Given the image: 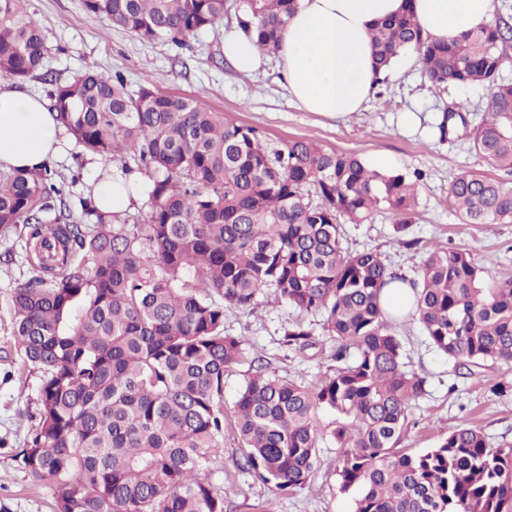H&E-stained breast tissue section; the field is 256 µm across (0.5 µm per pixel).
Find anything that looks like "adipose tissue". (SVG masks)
Returning <instances> with one entry per match:
<instances>
[{
  "mask_svg": "<svg viewBox=\"0 0 512 512\" xmlns=\"http://www.w3.org/2000/svg\"><path fill=\"white\" fill-rule=\"evenodd\" d=\"M412 9L424 36L448 41L492 22V0H297L277 50L290 97L304 110L340 120L375 95L370 32L375 24ZM224 58L237 72L262 69L266 52L241 32L224 36ZM62 127L48 101L14 83L0 81V170L31 172L50 162ZM140 174L104 175L92 189L98 207L124 213L147 194Z\"/></svg>",
  "mask_w": 512,
  "mask_h": 512,
  "instance_id": "adipose-tissue-1",
  "label": "adipose tissue"
}]
</instances>
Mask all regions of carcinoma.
Here are the masks:
<instances>
[{"mask_svg": "<svg viewBox=\"0 0 512 512\" xmlns=\"http://www.w3.org/2000/svg\"><path fill=\"white\" fill-rule=\"evenodd\" d=\"M296 0H83L84 9L144 42L181 46L230 10L264 51L278 46ZM25 0H0V76L43 69L46 35ZM512 25L499 18L460 39L423 36L414 13L371 32L376 68L408 50L436 84L486 87L485 117L448 111L440 138L462 133L492 165L512 172V81L501 76ZM65 131L105 158L129 155L150 177L148 215L129 224L88 197L74 219L49 167L0 171V235L32 276L14 282L11 335L41 373L38 421L15 454L55 487L53 512H224L233 491L206 473L224 459V375L246 359L224 315L267 289L275 303L318 316L345 365L308 388L252 367L235 402L236 466L280 495L305 488L321 465L316 414L341 417L336 474L357 490L353 512H512V446L491 448L460 425L436 447L408 454L412 401L426 378L407 370L381 292L409 284L410 314L458 367L512 364V267L435 249L417 276L371 249L348 252L340 224L381 211L405 232L422 173L380 172L309 141L276 148L201 102L128 88L120 74L53 82ZM448 198L467 224H511L512 185L480 173L453 178ZM92 260L91 269L83 261ZM296 351L313 330L285 333Z\"/></svg>", "mask_w": 512, "mask_h": 512, "instance_id": "obj_1", "label": "carcinoma"}]
</instances>
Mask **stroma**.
<instances>
[{
	"instance_id": "1",
	"label": "stroma",
	"mask_w": 512,
	"mask_h": 512,
	"mask_svg": "<svg viewBox=\"0 0 512 512\" xmlns=\"http://www.w3.org/2000/svg\"><path fill=\"white\" fill-rule=\"evenodd\" d=\"M26 7L43 27L48 46L43 73L24 83L28 91L47 94L52 81L70 80L89 70L119 73L134 89L149 82L162 93L195 98L227 119L256 128L273 147L311 140L330 152L357 154L369 164L387 160L392 171L422 172L409 232L419 241L416 248L401 246L395 218L381 212L367 224H343L344 249L379 251L393 271L409 278L415 277L421 259L437 247L466 250L492 268L512 266V223H464L448 201V185L460 173L479 172L504 181L512 179V174L494 168L465 138L440 140L434 127L451 107L459 109L469 124H477L488 103L483 88H442L430 82L418 62L399 63L362 111L330 120L302 110L289 98L277 58H270L265 70L254 76L237 73L225 61L224 35L237 28L234 14H226L216 27L198 32L178 47L143 42L88 13L82 0H26ZM409 111L420 113L419 128L403 124L402 116ZM129 162L126 156L102 160L65 136L51 166L64 199L75 207L91 192L99 171ZM26 271L19 254L9 253L0 243V512H50L54 498L50 483L34 482L15 460L37 415L40 384L39 370L26 362L7 333L11 285ZM302 319V313L287 305L269 303L263 291L255 297L254 311L226 313L225 333L244 337L248 356L247 362L224 377L226 419L234 417L251 359H262L269 373L306 387L333 374L336 344L322 329H315L316 344L304 352H290L284 345L285 330ZM396 334L409 370L427 379L425 395L411 404L413 424L402 441L404 448L412 453L427 451L463 424L480 429L492 447L512 445V394L498 396L490 390L506 373V366L488 363L462 373L433 347L416 322L398 325ZM237 451L233 432H226L224 467L212 475L215 484L235 488L224 512H351L356 493L340 489L331 464L341 450L333 440L323 443L322 464L308 487L287 496L275 495L267 485L237 470Z\"/></svg>"
}]
</instances>
